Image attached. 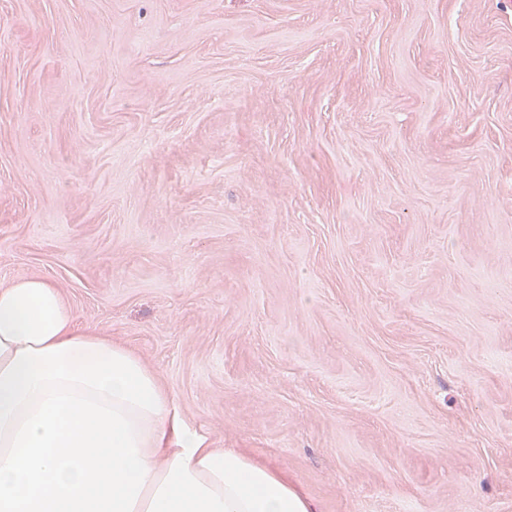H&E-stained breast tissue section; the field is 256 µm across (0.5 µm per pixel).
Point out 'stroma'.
<instances>
[{
  "label": "stroma",
  "mask_w": 512,
  "mask_h": 512,
  "mask_svg": "<svg viewBox=\"0 0 512 512\" xmlns=\"http://www.w3.org/2000/svg\"><path fill=\"white\" fill-rule=\"evenodd\" d=\"M32 276L319 512H512V0H0Z\"/></svg>",
  "instance_id": "35a3bbf8"
}]
</instances>
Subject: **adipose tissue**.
Wrapping results in <instances>:
<instances>
[{
	"instance_id": "adipose-tissue-1",
	"label": "adipose tissue",
	"mask_w": 512,
	"mask_h": 512,
	"mask_svg": "<svg viewBox=\"0 0 512 512\" xmlns=\"http://www.w3.org/2000/svg\"><path fill=\"white\" fill-rule=\"evenodd\" d=\"M67 341L132 354L95 328L78 326L62 292L48 279L29 277L0 286V371L17 351ZM142 373L151 379L161 410L139 407L126 416L135 425L138 456L149 468L133 512H317L304 488L278 470L239 450L211 447L184 422L174 394L154 371L146 367Z\"/></svg>"
}]
</instances>
